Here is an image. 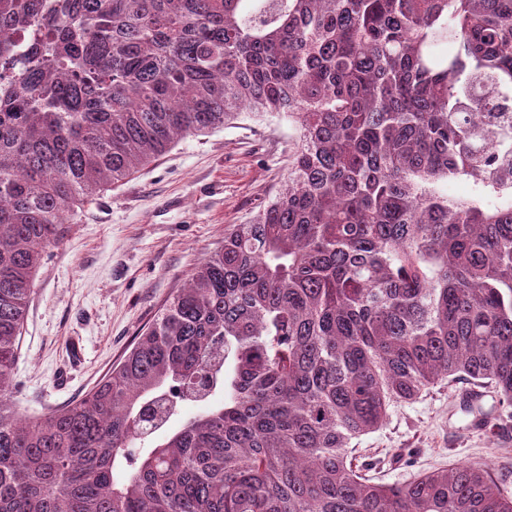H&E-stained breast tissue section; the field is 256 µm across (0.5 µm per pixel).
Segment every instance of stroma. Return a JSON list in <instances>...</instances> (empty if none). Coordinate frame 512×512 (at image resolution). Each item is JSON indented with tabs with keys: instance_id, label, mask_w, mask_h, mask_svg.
<instances>
[{
	"instance_id": "1",
	"label": "stroma",
	"mask_w": 512,
	"mask_h": 512,
	"mask_svg": "<svg viewBox=\"0 0 512 512\" xmlns=\"http://www.w3.org/2000/svg\"><path fill=\"white\" fill-rule=\"evenodd\" d=\"M286 118L240 116L178 141L123 184L75 209L47 250L19 343L15 396L29 415L84 396L130 350L193 268L248 224L288 175ZM461 381L391 404L382 426L351 442L353 462L381 483L458 463L488 470L512 497V416L475 430Z\"/></svg>"
}]
</instances>
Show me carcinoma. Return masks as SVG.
<instances>
[{"mask_svg":"<svg viewBox=\"0 0 512 512\" xmlns=\"http://www.w3.org/2000/svg\"><path fill=\"white\" fill-rule=\"evenodd\" d=\"M245 112L291 122L284 189L96 387L22 414L67 216ZM453 379L512 407V0H0V512H512L480 465L349 459Z\"/></svg>","mask_w":512,"mask_h":512,"instance_id":"cac0c4a2","label":"carcinoma"}]
</instances>
